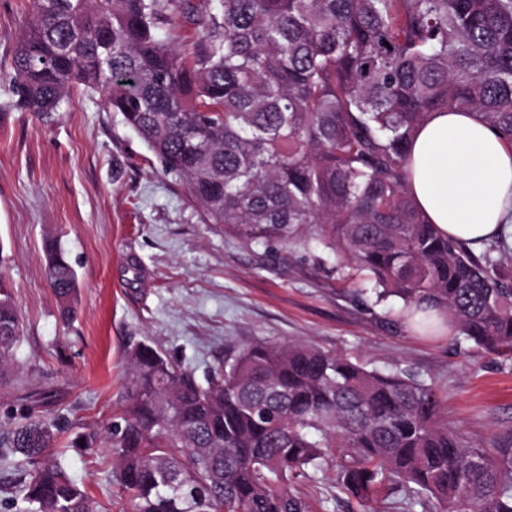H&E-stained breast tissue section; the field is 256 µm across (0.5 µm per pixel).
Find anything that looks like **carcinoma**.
Instances as JSON below:
<instances>
[{"instance_id":"obj_1","label":"carcinoma","mask_w":512,"mask_h":512,"mask_svg":"<svg viewBox=\"0 0 512 512\" xmlns=\"http://www.w3.org/2000/svg\"><path fill=\"white\" fill-rule=\"evenodd\" d=\"M187 0H26L13 66L22 110L81 88L121 114L206 224L317 264L457 342L512 351V247L438 235L408 192V146L436 111L469 110L512 148V0H220L191 48L158 24ZM388 45H383V42ZM66 320L78 275L46 242ZM22 335L0 280V370ZM109 440L130 512H312L298 479L336 467L365 512H512V447L477 448L441 419L438 386L314 345L257 342L200 383L158 348L127 351ZM35 418L0 441L33 467L27 512H97Z\"/></svg>"}]
</instances>
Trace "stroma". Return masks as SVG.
I'll use <instances>...</instances> for the list:
<instances>
[{
  "label": "stroma",
  "mask_w": 512,
  "mask_h": 512,
  "mask_svg": "<svg viewBox=\"0 0 512 512\" xmlns=\"http://www.w3.org/2000/svg\"><path fill=\"white\" fill-rule=\"evenodd\" d=\"M24 22V0H0V273L23 328L16 365L0 372V437L29 412L54 420L55 446L98 512H125L108 430L125 404L130 345L153 344L202 382L251 344L304 341L435 381L466 441L512 443L511 357L395 322L391 302L306 251L247 246L202 223L186 189L98 95L74 93L42 117L21 111L11 78ZM50 238L79 275L69 323L45 276ZM79 436L88 447H73ZM303 490L314 512H361L335 470Z\"/></svg>",
  "instance_id": "35a3bbf8"
}]
</instances>
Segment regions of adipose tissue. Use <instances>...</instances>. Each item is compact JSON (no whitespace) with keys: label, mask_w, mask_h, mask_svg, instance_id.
<instances>
[{"label":"adipose tissue","mask_w":512,"mask_h":512,"mask_svg":"<svg viewBox=\"0 0 512 512\" xmlns=\"http://www.w3.org/2000/svg\"><path fill=\"white\" fill-rule=\"evenodd\" d=\"M410 193L443 235L482 250L512 204V148L474 113L435 112L411 150Z\"/></svg>","instance_id":"adipose-tissue-1"}]
</instances>
